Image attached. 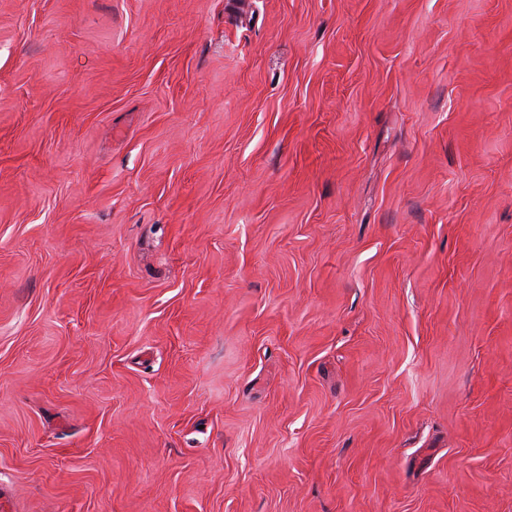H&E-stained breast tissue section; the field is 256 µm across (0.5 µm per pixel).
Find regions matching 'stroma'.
<instances>
[{
	"label": "stroma",
	"mask_w": 512,
	"mask_h": 512,
	"mask_svg": "<svg viewBox=\"0 0 512 512\" xmlns=\"http://www.w3.org/2000/svg\"><path fill=\"white\" fill-rule=\"evenodd\" d=\"M0 512H512V0H0Z\"/></svg>",
	"instance_id": "obj_1"
}]
</instances>
